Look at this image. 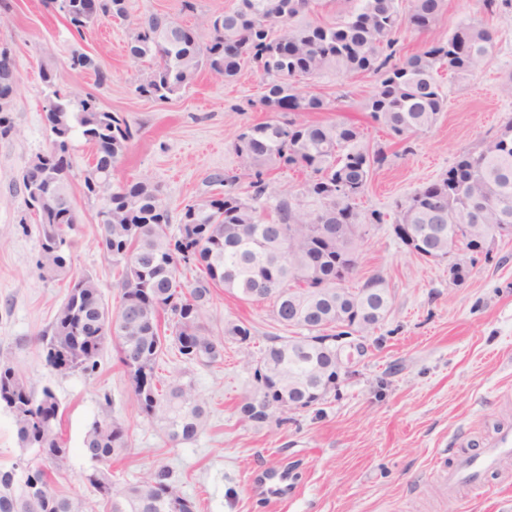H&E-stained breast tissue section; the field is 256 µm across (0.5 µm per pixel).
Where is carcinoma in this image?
Segmentation results:
<instances>
[{"label": "carcinoma", "instance_id": "carcinoma-1", "mask_svg": "<svg viewBox=\"0 0 512 512\" xmlns=\"http://www.w3.org/2000/svg\"><path fill=\"white\" fill-rule=\"evenodd\" d=\"M91 2L99 19L127 14V0ZM312 2L235 0L224 13L204 20L209 30L204 44L194 31L158 13L146 16L131 34L129 57L148 62L140 93L167 100L203 70L231 80L251 64L264 82L262 107L280 115L247 127L233 145L249 172L246 191L237 190L235 174L210 175L209 182L224 192L186 204L175 233L169 231L170 215L158 186L148 179L112 183L132 138L127 121L104 110L95 96L61 86L54 65L39 72L51 89L45 121L53 140L50 152L35 155L23 172L25 203L36 220L38 270H44L48 257L54 264L49 278H68L74 285L38 341L46 363L61 374H94L106 343L114 344L141 413L173 442H190L204 430L209 403L192 380L162 379L157 373L162 357L171 353L183 364L217 365L224 362V337L243 345L252 335V326L240 320L226 322L223 335L213 334L205 318L216 288L246 302L270 300L275 319L300 330L272 339L262 352L254 373L256 393L241 407L253 423L290 411V401L304 408L319 404L330 393L325 376L336 367V337L365 338L390 311L379 274L355 290L345 283L337 291L326 287L336 279L338 263L353 274L369 227L382 223L380 212H361L358 200L388 155L381 146L372 151L362 146L360 133L344 123L297 121L298 112L329 109L322 98L300 92L299 81L327 71L376 75L366 109L395 136L408 139L435 125L447 108L441 73L464 80L483 66L493 47L489 29L461 23L448 38L396 57L401 29L429 31L444 0H411L406 14L399 0H347L350 8L324 25L307 20ZM69 67L92 69L106 79L93 58L77 50ZM77 135L96 149L91 170L107 172L95 190L90 170L85 171L83 193L102 202L108 213L99 244L121 267L114 309L93 276L72 275L64 229L78 224L70 161ZM277 168H298L306 179L297 193L276 200V219L266 221L258 203L267 193L266 176ZM308 200L317 208L306 209ZM395 207L398 223L409 225L419 242V257L443 258L454 248L468 252L472 262L489 256L478 251V238L512 235V120L481 150L461 152L448 172ZM182 266L198 267L202 275L184 286ZM6 406L15 407L17 443L29 445L39 464L24 470L15 463L0 467V512H87L82 498L54 489V477L66 469L69 455L52 389L36 388L1 360L0 408ZM129 451L126 427L110 414L94 420L85 433L84 480L108 512H197L195 501L185 496L173 505L175 480L163 466L114 488L109 467Z\"/></svg>", "mask_w": 512, "mask_h": 512}]
</instances>
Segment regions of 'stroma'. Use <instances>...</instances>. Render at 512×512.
<instances>
[{"label": "stroma", "mask_w": 512, "mask_h": 512, "mask_svg": "<svg viewBox=\"0 0 512 512\" xmlns=\"http://www.w3.org/2000/svg\"><path fill=\"white\" fill-rule=\"evenodd\" d=\"M195 3V10L185 11L181 0H128L127 16L102 20L77 36L43 0H0V46L12 53L20 77L15 132L0 138V360H10L35 386H51L64 407L61 433L70 456L56 490L93 500L83 481L81 448L91 422L110 413L125 423L131 441L130 453L110 467L114 485L165 465L198 512H512V460L452 496L435 477L453 467L458 454L478 453L497 427L512 426V240L499 242L490 258H478L468 279L455 285L447 264L419 258L392 231L394 200L438 178L460 151L480 149L512 119V96L502 90L512 74L510 7L490 14L482 0H446L427 35L401 31L398 46L405 55L463 22L483 23L494 35L473 76L460 83L442 76L448 107L410 141H400L366 110L374 74L330 72L302 85L329 103L345 99L340 110L307 112L304 120L351 124L362 145L388 153L360 203L363 210L381 212L383 221L366 237L352 284L383 276L391 310L367 337L366 355L321 404L293 412L283 424L242 418L241 404L256 391L261 349L290 331L274 320L270 303H248L221 288L214 291L209 327L218 334L226 321H249L253 342L243 348L225 341L224 362L217 366L186 365L169 356L161 363L167 377H192L210 405L208 426L194 441L172 444L143 418L113 346H105L90 377L46 366L37 335L67 288L65 281L42 278L36 267L39 238L21 180L30 159L51 144L39 68L47 62L66 66L75 50L100 62L105 83L85 71L67 74L66 85L95 94L136 129L114 179L157 184L172 224H179L186 204L213 193L211 174H244L233 144L246 126L270 118L259 104L261 79L249 66L231 81L202 73L166 101L139 94L146 67L125 53L136 24L148 14L166 13L207 41L202 17L223 12L231 0ZM93 158L91 145L74 138L71 185L79 222L71 234L72 271L93 276L113 308L121 270L98 246L101 204L83 194V173ZM274 466L287 469L291 491L271 500L257 479Z\"/></svg>", "instance_id": "obj_1"}]
</instances>
